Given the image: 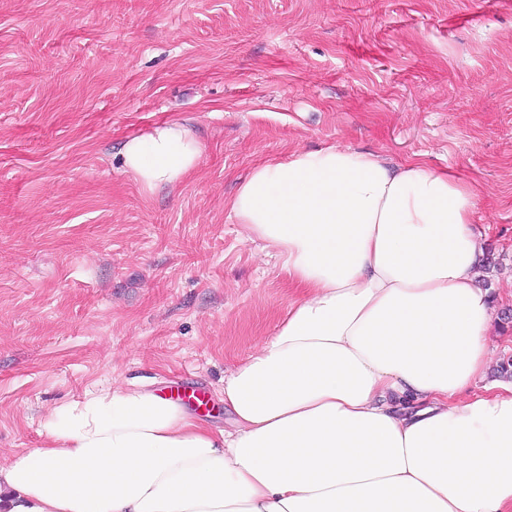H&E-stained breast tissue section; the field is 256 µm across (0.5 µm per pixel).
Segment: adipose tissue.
Masks as SVG:
<instances>
[{"instance_id":"adipose-tissue-1","label":"adipose tissue","mask_w":512,"mask_h":512,"mask_svg":"<svg viewBox=\"0 0 512 512\" xmlns=\"http://www.w3.org/2000/svg\"><path fill=\"white\" fill-rule=\"evenodd\" d=\"M121 156L152 190L201 148L170 122ZM481 194L337 145L254 166L230 211L300 297L224 376L234 431L143 386L86 390L48 415L50 447L0 463V512H512V382L485 381Z\"/></svg>"}]
</instances>
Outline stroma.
Wrapping results in <instances>:
<instances>
[{"mask_svg": "<svg viewBox=\"0 0 512 512\" xmlns=\"http://www.w3.org/2000/svg\"><path fill=\"white\" fill-rule=\"evenodd\" d=\"M171 121L199 165L146 190L121 147ZM329 144L481 185L512 357V0H0V453L117 381L203 388L230 428L225 373L299 291L227 203Z\"/></svg>", "mask_w": 512, "mask_h": 512, "instance_id": "stroma-1", "label": "stroma"}]
</instances>
